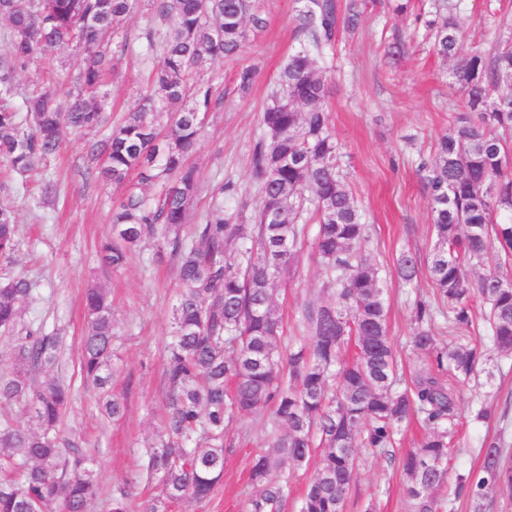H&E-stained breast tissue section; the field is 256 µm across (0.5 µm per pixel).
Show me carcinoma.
Here are the masks:
<instances>
[{
	"label": "carcinoma",
	"instance_id": "carcinoma-1",
	"mask_svg": "<svg viewBox=\"0 0 512 512\" xmlns=\"http://www.w3.org/2000/svg\"><path fill=\"white\" fill-rule=\"evenodd\" d=\"M136 0H0L9 37L0 51V179L47 165L69 134L108 130L89 145L97 175L124 191L112 202V236L100 248L104 265L123 268L146 239H159L178 259L182 288L172 308L164 378V430L145 449L139 477L158 479V491L139 512L204 504L224 476L231 422L270 406L266 449L250 464V512H281L285 489L273 473L295 471L323 449L299 512H344L356 475L354 449L392 448L400 425L416 418L425 430L418 447L399 459L411 512H487L493 495L512 498V454L498 434L482 443L478 470L450 477L455 453L457 386L485 370L490 351L512 357V38L492 53L473 54L451 76L466 111L438 138L434 156L419 164L432 209L434 245L426 276L434 299L413 304L412 344L421 354L409 379L398 375L377 264L360 251L367 225L340 165L326 101L332 87L319 66L341 28L354 29L359 0H304L296 17L301 49L288 56L278 89L262 112L251 149L250 179L261 202L251 214L224 201L241 196L227 179L212 190L208 209L183 235L202 189L190 158L209 113L224 96L197 74L212 59L235 55L249 28H263L257 0H151L160 28L144 33L160 47L150 89L123 120L109 124L102 99L114 70L113 35ZM442 57L457 52L461 17L448 0L426 22ZM81 48L82 69L67 103L50 74L15 103V76L47 49ZM256 68L241 67L239 92L253 88ZM157 187L149 197L129 174ZM252 234L244 233V222ZM315 223V256L326 281L301 307L302 342L285 346L274 306V282L294 263ZM20 245L12 209L0 206V260ZM398 278L411 283L419 263L397 260ZM36 282L0 273V338L12 367L0 374V403L23 405L30 422L0 418V512H92L100 486L81 435L62 427L71 384L52 375L63 362L65 337L28 316ZM464 343L438 342L437 302ZM483 307L475 313V303ZM79 373L106 392L102 411L125 412L109 393L114 325L107 289L85 291ZM355 355L345 358L349 346Z\"/></svg>",
	"mask_w": 512,
	"mask_h": 512
}]
</instances>
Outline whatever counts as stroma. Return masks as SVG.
Here are the masks:
<instances>
[{
	"label": "stroma",
	"mask_w": 512,
	"mask_h": 512,
	"mask_svg": "<svg viewBox=\"0 0 512 512\" xmlns=\"http://www.w3.org/2000/svg\"><path fill=\"white\" fill-rule=\"evenodd\" d=\"M433 3L412 0L407 14L399 16L384 0H364L358 27L339 31L325 61L342 166L368 226L363 249L380 269L389 332L406 371L418 362L410 343L412 304L416 296L432 292L426 275L406 284L396 274L402 253H412L423 265L431 256V202L417 165L420 157L432 154L438 137L463 109L461 90L448 81L451 70L461 59L489 53L497 41L512 36V0H460L466 24L458 56L442 58L434 52L424 26ZM259 4L265 28L250 31L237 56L214 60L201 72L223 90L224 107L208 116L194 157L203 181L193 206L197 215L207 209L211 188L229 177L245 188L249 209L260 202L249 180L251 146L261 132V113L275 88L279 67L300 46L295 18L301 2L259 0ZM153 23L147 0H139L114 38L118 51L104 101L113 120H120L148 90L147 74L155 56L147 52L142 34ZM247 65L256 67L258 74L250 93L242 95L236 90L235 73ZM85 145V140L67 138L47 167L10 180L0 190V205L13 208L21 226L11 268L27 271L38 282L32 315L61 329L67 338L62 374L73 385V400L66 425L87 440L101 487L95 512H105L116 488L126 487L134 506L153 489L133 475L141 450L154 445L163 432L165 347L181 284L176 256L155 240L143 243L125 268L103 269L98 245L111 232L112 201L120 190L85 177ZM47 178L56 181L57 197L41 198L39 186ZM325 280L307 245L298 264L277 278L276 310L290 340L299 336L302 303L317 294ZM95 281L112 295L117 336L112 391L126 405L124 416L114 420L101 414L97 395L84 388L78 375L83 294ZM484 400L495 402L498 419L474 420L472 412ZM458 404L462 451L456 466L466 471L480 466L484 439L503 430L512 442V358L498 360L490 373L459 386ZM270 420L271 411L264 408L233 422L224 453V478L211 499L200 506L185 503L175 512H248L250 461L267 445ZM421 436V428L411 422L402 426L395 447L358 449V476L345 512H408L398 457L414 448Z\"/></svg>",
	"instance_id": "obj_1"
}]
</instances>
